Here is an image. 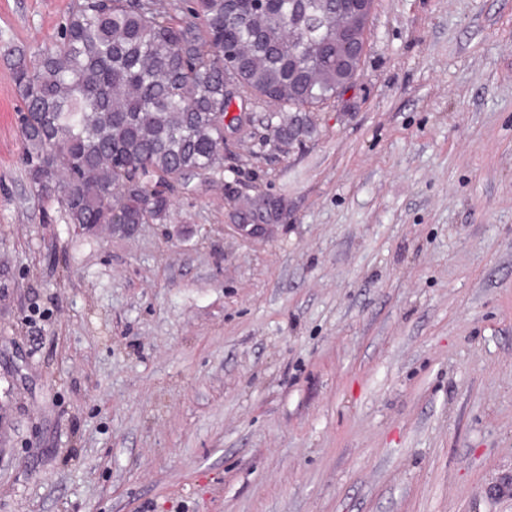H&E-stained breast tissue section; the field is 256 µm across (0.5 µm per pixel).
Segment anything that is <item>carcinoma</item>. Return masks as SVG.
<instances>
[{"mask_svg": "<svg viewBox=\"0 0 512 512\" xmlns=\"http://www.w3.org/2000/svg\"><path fill=\"white\" fill-rule=\"evenodd\" d=\"M75 0L54 42L6 62L24 103L27 178L67 223L163 221L168 191L224 160L233 101L271 99L294 112L352 84L362 40L336 66L341 0Z\"/></svg>", "mask_w": 512, "mask_h": 512, "instance_id": "1", "label": "carcinoma"}]
</instances>
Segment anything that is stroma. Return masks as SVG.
Returning a JSON list of instances; mask_svg holds the SVG:
<instances>
[{
	"label": "stroma",
	"instance_id": "35a3bbf8",
	"mask_svg": "<svg viewBox=\"0 0 512 512\" xmlns=\"http://www.w3.org/2000/svg\"><path fill=\"white\" fill-rule=\"evenodd\" d=\"M72 3L0 0V512H512V0H374L335 103L125 233L22 160L4 55ZM279 212V201L269 198L258 209L240 212V223L237 225L249 238L264 237L278 220Z\"/></svg>",
	"mask_w": 512,
	"mask_h": 512
}]
</instances>
